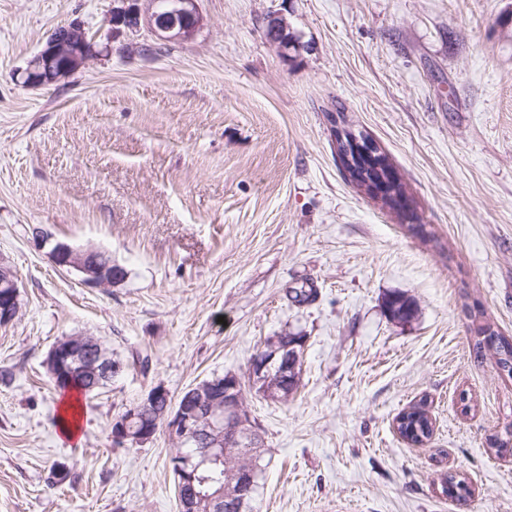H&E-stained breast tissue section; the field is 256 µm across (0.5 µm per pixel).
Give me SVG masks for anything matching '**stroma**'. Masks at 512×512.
<instances>
[{
	"label": "stroma",
	"mask_w": 512,
	"mask_h": 512,
	"mask_svg": "<svg viewBox=\"0 0 512 512\" xmlns=\"http://www.w3.org/2000/svg\"><path fill=\"white\" fill-rule=\"evenodd\" d=\"M115 0H0V260L20 311L0 326V512H178L166 431L112 442L155 385L244 376L274 337L305 339L288 400L248 393L267 453L259 512H512V378L472 348L512 336V0H202L187 44L112 35ZM298 50L281 56L266 23ZM112 46L66 82L20 72L60 26ZM387 154L435 239L343 173L327 118ZM107 251L124 282L86 285L30 230ZM314 289L309 302L293 298ZM417 305L391 320L386 297ZM147 356L58 427L45 367L66 336ZM426 399L427 446L398 413ZM69 473L57 484L52 472ZM453 473L471 493L451 498ZM288 32V41L282 40L280 36H285ZM267 36L275 44L283 55H288V49L294 51L299 46L298 38L290 33L286 22L282 18H271L267 23Z\"/></svg>",
	"instance_id": "stroma-1"
}]
</instances>
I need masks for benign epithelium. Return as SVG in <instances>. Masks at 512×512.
<instances>
[{
	"label": "benign epithelium",
	"mask_w": 512,
	"mask_h": 512,
	"mask_svg": "<svg viewBox=\"0 0 512 512\" xmlns=\"http://www.w3.org/2000/svg\"><path fill=\"white\" fill-rule=\"evenodd\" d=\"M122 6L112 14L113 30L134 35L147 29L159 42L194 41L204 29L207 19L200 0H119ZM288 32L286 22L272 18L267 23V36L282 54H288V41L282 36ZM110 52V46L96 48L88 39L83 27L71 23L60 27L46 41L42 49L31 58L21 72L28 88L46 89L60 84L83 68L90 59ZM53 263L66 270H76L87 284L99 287L112 285V264L103 260L100 251L91 247H76L65 242L52 245ZM20 309L17 278L12 268L0 260V325L12 322ZM304 342L292 340L278 348L258 350L249 364V376L256 379L276 368L281 374L295 375L301 362ZM49 375L72 379L74 366L91 378L92 387H98L121 373L124 364L116 362L100 343L66 336L49 350L45 360ZM239 379L223 381L216 378L191 388L190 395L200 396L195 407L185 403L175 405L169 401V392L162 386L151 387L136 404L116 416L112 421V439L117 445H143L154 432L134 424L140 411L148 406L163 405L159 419L171 439L198 445L196 452L208 459L217 450L236 447L253 438L248 428L250 415L240 404L237 391ZM177 491L191 488L196 481L198 463L192 455L174 457ZM252 492V479L247 476L240 482L234 498H224V488L214 494L182 499L183 512H212L225 506L242 512Z\"/></svg>",
	"instance_id": "1"
}]
</instances>
